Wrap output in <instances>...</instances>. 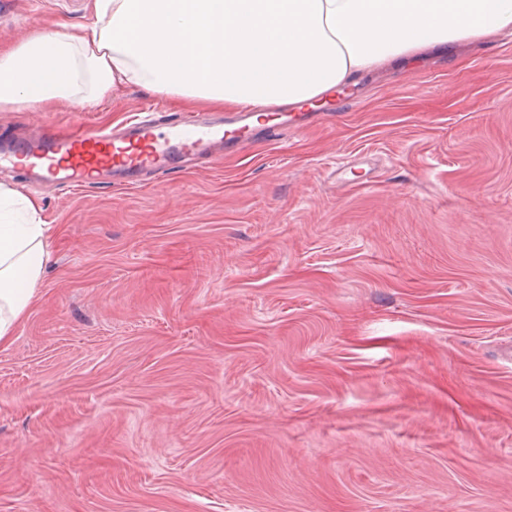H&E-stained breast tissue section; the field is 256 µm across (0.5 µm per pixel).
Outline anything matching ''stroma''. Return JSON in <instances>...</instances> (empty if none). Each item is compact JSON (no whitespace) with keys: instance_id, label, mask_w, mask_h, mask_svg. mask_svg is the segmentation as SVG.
<instances>
[{"instance_id":"stroma-1","label":"stroma","mask_w":512,"mask_h":512,"mask_svg":"<svg viewBox=\"0 0 512 512\" xmlns=\"http://www.w3.org/2000/svg\"><path fill=\"white\" fill-rule=\"evenodd\" d=\"M93 0H0V49ZM139 87L0 111V148ZM0 183L52 228L0 346V512H512V35L363 75L300 133L134 185Z\"/></svg>"}]
</instances>
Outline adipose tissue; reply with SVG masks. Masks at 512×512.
Instances as JSON below:
<instances>
[{"label": "adipose tissue", "instance_id": "obj_1", "mask_svg": "<svg viewBox=\"0 0 512 512\" xmlns=\"http://www.w3.org/2000/svg\"><path fill=\"white\" fill-rule=\"evenodd\" d=\"M512 29V0H95L73 31L0 52V109L92 106L120 86L227 110L315 108L374 66ZM36 200L0 186V343L51 259Z\"/></svg>", "mask_w": 512, "mask_h": 512}]
</instances>
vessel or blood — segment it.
Listing matches in <instances>:
<instances>
[{
  "label": "vessel or blood",
  "instance_id": "b4317fda",
  "mask_svg": "<svg viewBox=\"0 0 512 512\" xmlns=\"http://www.w3.org/2000/svg\"><path fill=\"white\" fill-rule=\"evenodd\" d=\"M247 119V113L229 112L219 125L186 124L159 114L120 131L41 135L22 143L19 150L30 157L29 170L36 180L91 185L114 170L165 173L177 154L244 147L254 137Z\"/></svg>",
  "mask_w": 512,
  "mask_h": 512
}]
</instances>
